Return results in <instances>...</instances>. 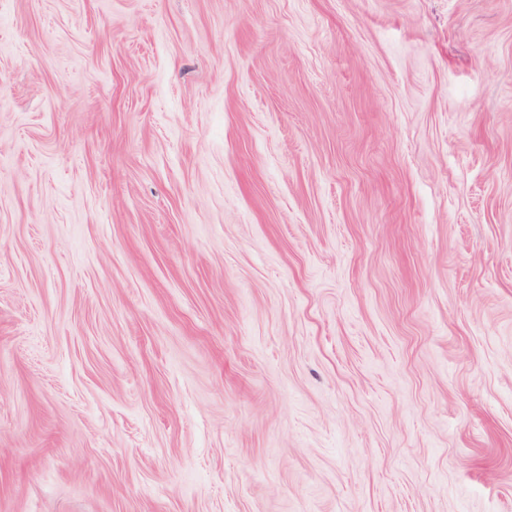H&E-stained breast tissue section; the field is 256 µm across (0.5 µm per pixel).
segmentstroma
Instances as JSON below:
<instances>
[{
	"instance_id": "35a3bbf8",
	"label": "stroma",
	"mask_w": 512,
	"mask_h": 512,
	"mask_svg": "<svg viewBox=\"0 0 512 512\" xmlns=\"http://www.w3.org/2000/svg\"><path fill=\"white\" fill-rule=\"evenodd\" d=\"M0 512H512V0H0Z\"/></svg>"
}]
</instances>
